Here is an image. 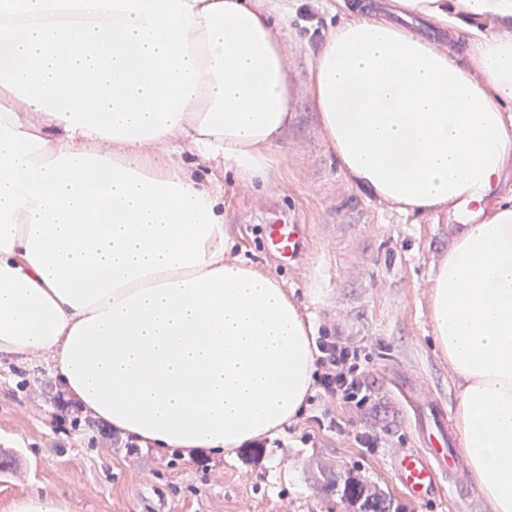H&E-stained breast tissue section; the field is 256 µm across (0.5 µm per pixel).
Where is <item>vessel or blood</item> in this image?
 <instances>
[{
	"label": "vessel or blood",
	"instance_id": "vessel-or-blood-1",
	"mask_svg": "<svg viewBox=\"0 0 512 512\" xmlns=\"http://www.w3.org/2000/svg\"><path fill=\"white\" fill-rule=\"evenodd\" d=\"M263 232L268 253L280 261H296L307 249L304 225L267 224ZM394 383L402 394L403 410L417 440L416 447L397 449L390 459L397 487L422 502L444 492L466 500L469 479L445 402L424 380L407 370H400Z\"/></svg>",
	"mask_w": 512,
	"mask_h": 512
}]
</instances>
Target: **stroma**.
Instances as JSON below:
<instances>
[{"label": "stroma", "mask_w": 512, "mask_h": 512, "mask_svg": "<svg viewBox=\"0 0 512 512\" xmlns=\"http://www.w3.org/2000/svg\"><path fill=\"white\" fill-rule=\"evenodd\" d=\"M251 3L288 15L278 34L293 47V117L280 150L256 182L188 152L183 159L198 181L224 193L231 258L278 280L312 336L340 324L366 339L380 397L368 421L414 447L411 430L390 407L392 369L414 371L456 408L459 384L434 342L429 297L434 272L466 230L464 211L457 204L410 211L380 198L345 175L325 140L308 86L331 36L362 17L354 0ZM278 218L307 227L308 249L289 266L258 243L260 225ZM337 220L345 230L327 232ZM0 451L17 459L0 474V512L33 492L66 498L72 512H353L328 485L339 473L388 491L400 512H492L474 491L464 505L445 495L423 503L408 498L388 467L391 449L364 454L302 415L264 439L255 464L244 463L241 448L186 458L133 447L131 437L73 404L42 357L0 355Z\"/></svg>", "instance_id": "35a3bbf8"}]
</instances>
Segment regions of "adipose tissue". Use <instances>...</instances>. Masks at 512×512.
<instances>
[{
	"instance_id": "obj_1",
	"label": "adipose tissue",
	"mask_w": 512,
	"mask_h": 512,
	"mask_svg": "<svg viewBox=\"0 0 512 512\" xmlns=\"http://www.w3.org/2000/svg\"><path fill=\"white\" fill-rule=\"evenodd\" d=\"M512 19V0H402ZM271 13L247 0H0V353L40 355L67 396L159 449L215 456L301 413L314 346L276 280L231 259L224 199L179 159L262 177L291 116ZM472 61L359 19L310 94L342 170L410 209L477 201L512 156V37ZM478 495L512 512V202L433 278Z\"/></svg>"
}]
</instances>
